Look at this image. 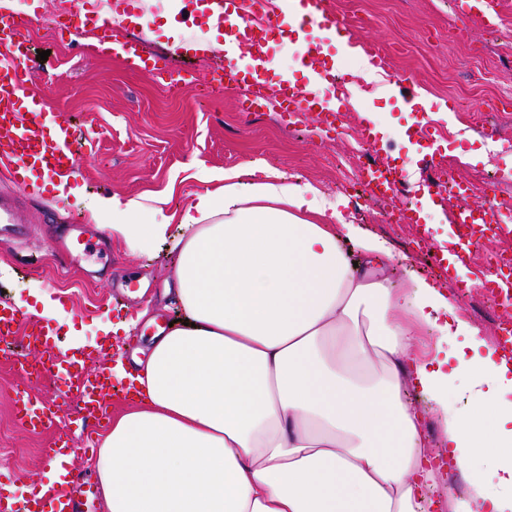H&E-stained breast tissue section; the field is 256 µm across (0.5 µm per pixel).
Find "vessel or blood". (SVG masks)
Segmentation results:
<instances>
[{"mask_svg": "<svg viewBox=\"0 0 512 512\" xmlns=\"http://www.w3.org/2000/svg\"><path fill=\"white\" fill-rule=\"evenodd\" d=\"M209 14L224 27V51L242 50L251 63L238 67L224 65L226 82L242 87L246 95L240 101L245 112L258 111L268 102L280 112L309 115L319 126L332 129L342 107L327 98L323 85L333 84L343 72L342 62L326 54L322 42L310 38L309 30L340 31L330 0H207ZM488 0H456L461 18L481 16L486 27L496 25V17L487 10ZM299 46V66L308 76L302 84L268 65V34ZM26 39L22 25L10 12H0V157L10 167L6 188H0V244L27 238L28 225L19 223L15 213L24 197L37 187L38 179L50 181L72 176L73 147L82 138L81 129L68 120L51 117L42 109L43 97L33 89L32 77L23 72L19 61ZM361 141L374 159L363 170L362 181L369 197L394 199L401 185L404 169L378 145L371 125H364ZM463 203L452 213L450 222L466 233L469 244H477L483 226L499 224L500 216L489 202L466 203L465 190H457ZM499 312L503 318L498 328V344L512 355V273L499 276L494 284ZM25 326L24 351L14 353L13 363L25 377L62 381L59 392L64 403L74 404L82 424L102 425L107 416V391L112 376L105 367L88 369L84 359L63 351L55 329L46 324H23L20 313L6 301H0V345L12 344L18 326ZM16 413L21 424L33 431L56 428L61 417L52 407L33 403L27 393L16 392ZM96 487L79 471H63L48 498L30 494L23 499L0 496V512H44L45 501H52L54 512H83L86 500L96 494Z\"/></svg>", "mask_w": 512, "mask_h": 512, "instance_id": "obj_1", "label": "vessel or blood"}]
</instances>
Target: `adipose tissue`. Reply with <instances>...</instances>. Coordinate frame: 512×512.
Returning a JSON list of instances; mask_svg holds the SVG:
<instances>
[{"label":"adipose tissue","mask_w":512,"mask_h":512,"mask_svg":"<svg viewBox=\"0 0 512 512\" xmlns=\"http://www.w3.org/2000/svg\"><path fill=\"white\" fill-rule=\"evenodd\" d=\"M180 212V233L135 200H90L92 220L145 253L172 239L186 321L117 363L129 390L95 469L107 512H426L428 433L407 387L437 404L459 469L492 464L449 512H512V366L434 285L394 283L383 243L340 224L334 200L255 164ZM362 257L349 261L341 238ZM469 338L441 370L444 344ZM470 404L448 408L451 375Z\"/></svg>","instance_id":"1"}]
</instances>
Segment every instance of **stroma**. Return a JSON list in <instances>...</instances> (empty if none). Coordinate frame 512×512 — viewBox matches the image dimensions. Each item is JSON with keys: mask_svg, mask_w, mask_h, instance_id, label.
<instances>
[{"mask_svg": "<svg viewBox=\"0 0 512 512\" xmlns=\"http://www.w3.org/2000/svg\"><path fill=\"white\" fill-rule=\"evenodd\" d=\"M333 2L349 24L351 39L359 45L376 41L389 67L372 79L353 70L351 102L345 107L348 125L329 140L315 135L309 119L287 126L270 109L240 112L239 97L229 88L205 99L172 98L155 74L132 69L99 49L101 29L95 14L74 10L72 0H12V10L27 23L24 36L34 52L49 54L42 61L33 52L22 58V66L41 89L48 110L88 132L75 150L74 163L81 172L76 192L61 197L42 185L19 212L20 221L32 225L27 240L0 247V298L26 296L29 283L40 282L68 317L59 328L63 344H70V331H79L92 369L109 362L112 348L124 343L116 336L111 348H100L99 324L104 320L138 316L136 345L147 346L157 329L181 316L166 294L176 286L177 254L170 245L160 242L142 254L111 239V258L94 251L68 267L53 251L55 239L72 234L74 225L90 223L87 204L94 196L120 193L138 200L160 220L183 210L195 193L220 187L224 171H239L242 181H250L252 163L261 160L288 181L312 184L339 200L346 223L363 236L384 241L397 255L390 272L396 284L436 285L454 297L460 315L487 341H494V313L481 288L484 256L492 241L471 247L461 278L448 279L431 252L452 245L448 211L453 201L428 202L423 223L389 224L382 217L383 205L357 198L345 190L344 179L364 115L373 112L411 179L420 184L431 179L432 153L449 154L457 158L454 173L462 179L487 170L499 172L496 204L512 209V113L488 109L494 99L512 97V8L506 10L500 32L492 35L480 23L460 24L451 0ZM172 3L125 0L128 14H149L154 22L146 32L124 27V35L138 41L147 54L165 59L172 75L211 66L212 54L191 49L212 32L207 10L197 0H186L176 14ZM64 9L73 16L69 29L60 31L56 19ZM398 76L426 97L427 112L406 111L391 87ZM451 98L459 110L447 108ZM421 120L431 126L435 144L399 138V131ZM23 388L44 404L59 403L52 386L26 383L0 358V490L11 488L17 496L52 477L41 454L51 432H31L15 417L14 392Z\"/></svg>", "mask_w": 512, "mask_h": 512, "instance_id": "stroma-1", "label": "stroma"}]
</instances>
